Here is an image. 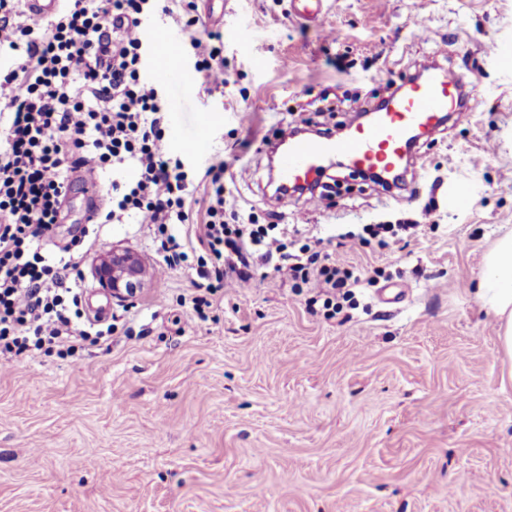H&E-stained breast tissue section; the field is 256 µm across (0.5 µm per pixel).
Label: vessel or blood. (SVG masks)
<instances>
[{
    "instance_id": "vessel-or-blood-1",
    "label": "vessel or blood",
    "mask_w": 512,
    "mask_h": 512,
    "mask_svg": "<svg viewBox=\"0 0 512 512\" xmlns=\"http://www.w3.org/2000/svg\"><path fill=\"white\" fill-rule=\"evenodd\" d=\"M325 5L326 0H288L290 14L305 22L317 20ZM451 115L461 122L469 117L464 87L457 73L439 68L406 81L374 109L370 121L357 125L346 137L325 134L289 140L279 159V179L287 186L317 183L338 163L387 174L404 169L412 144L439 130Z\"/></svg>"
}]
</instances>
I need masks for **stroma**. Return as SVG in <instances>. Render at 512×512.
<instances>
[{"instance_id":"1","label":"stroma","mask_w":512,"mask_h":512,"mask_svg":"<svg viewBox=\"0 0 512 512\" xmlns=\"http://www.w3.org/2000/svg\"><path fill=\"white\" fill-rule=\"evenodd\" d=\"M195 3L224 35L225 85L205 91L184 41L163 92L172 127L205 135L199 164L227 163L233 211L277 213L306 239L418 223L430 203L431 228L336 251L361 274L386 268L397 303L367 285L328 319L271 273L202 321L177 304L186 275H154L111 343L0 371V512H512V382L475 292L512 232V0H329L314 24L287 0ZM426 62L481 91L467 121L419 141L409 194L337 166L321 201L272 202V128L350 122V97L385 96ZM115 248L155 263L146 227L102 225L80 264L85 309L116 303L94 276Z\"/></svg>"}]
</instances>
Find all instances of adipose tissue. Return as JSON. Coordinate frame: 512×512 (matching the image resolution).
Here are the masks:
<instances>
[{
	"label": "adipose tissue",
	"mask_w": 512,
	"mask_h": 512,
	"mask_svg": "<svg viewBox=\"0 0 512 512\" xmlns=\"http://www.w3.org/2000/svg\"><path fill=\"white\" fill-rule=\"evenodd\" d=\"M476 293L496 320L498 352L512 376V234L499 240L488 254Z\"/></svg>",
	"instance_id": "adipose-tissue-1"
}]
</instances>
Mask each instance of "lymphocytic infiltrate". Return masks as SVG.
Here are the masks:
<instances>
[{"label":"lymphocytic infiltrate","instance_id":"lymphocytic-infiltrate-1","mask_svg":"<svg viewBox=\"0 0 512 512\" xmlns=\"http://www.w3.org/2000/svg\"><path fill=\"white\" fill-rule=\"evenodd\" d=\"M155 0H65L40 28L21 19L20 0H0V365L112 334L81 308L84 239L56 245L54 229L80 168L112 170L101 224L140 219L153 233L160 277L190 272L195 314L225 289L244 288L272 269L292 289H307L326 317L339 314L361 282L354 268L323 247L297 245L287 225L226 223L230 195L224 163L190 176L165 150L170 120L161 88L146 74L148 46L138 26L170 14ZM194 67L224 84L222 35L200 16L187 21ZM207 207L193 223V194ZM415 224H365L339 233V245L386 249L417 233Z\"/></svg>","mask_w":512,"mask_h":512}]
</instances>
